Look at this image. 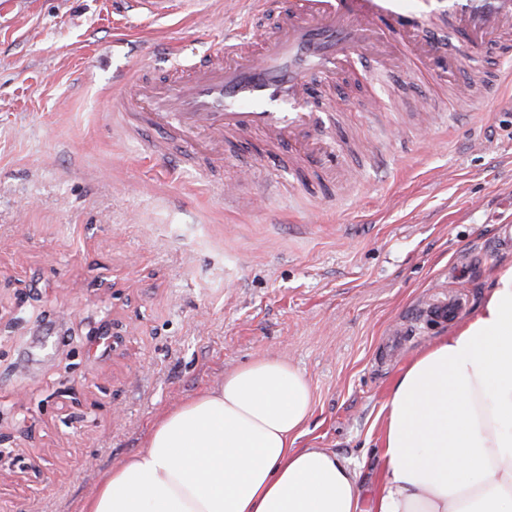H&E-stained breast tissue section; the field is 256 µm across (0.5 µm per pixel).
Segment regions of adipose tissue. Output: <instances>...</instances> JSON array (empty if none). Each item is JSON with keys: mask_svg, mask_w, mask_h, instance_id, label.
Segmentation results:
<instances>
[{"mask_svg": "<svg viewBox=\"0 0 512 512\" xmlns=\"http://www.w3.org/2000/svg\"><path fill=\"white\" fill-rule=\"evenodd\" d=\"M305 375L254 360L163 411L78 512H512V264L477 312L419 352L382 408V479L300 448Z\"/></svg>", "mask_w": 512, "mask_h": 512, "instance_id": "adipose-tissue-1", "label": "adipose tissue"}]
</instances>
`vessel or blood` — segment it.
Listing matches in <instances>:
<instances>
[{
  "label": "vessel or blood",
  "mask_w": 512,
  "mask_h": 512,
  "mask_svg": "<svg viewBox=\"0 0 512 512\" xmlns=\"http://www.w3.org/2000/svg\"><path fill=\"white\" fill-rule=\"evenodd\" d=\"M482 37L512 29V0H293L257 54L243 53L239 41L225 42L224 60L163 87L130 75L118 82L112 100L119 111L145 113L148 120L180 137L201 132L263 135L272 145H291L298 171L315 169L333 178L341 164L326 147L336 125L331 112H308L304 105L315 75L332 76L356 61L372 37L394 36L409 61H426L430 73L445 58L437 36L448 29ZM466 307L461 292L437 295L419 320L446 323Z\"/></svg>",
  "instance_id": "vessel-or-blood-1"
}]
</instances>
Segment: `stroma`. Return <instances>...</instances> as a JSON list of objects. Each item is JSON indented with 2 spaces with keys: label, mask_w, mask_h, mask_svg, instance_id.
I'll use <instances>...</instances> for the list:
<instances>
[{
  "label": "stroma",
  "mask_w": 512,
  "mask_h": 512,
  "mask_svg": "<svg viewBox=\"0 0 512 512\" xmlns=\"http://www.w3.org/2000/svg\"><path fill=\"white\" fill-rule=\"evenodd\" d=\"M226 0H0V512H78L161 411L275 357L309 380L300 448L381 482L380 410L439 337L412 327L450 288L474 314L512 264V56L449 32L452 72L364 55L319 79L350 179L322 187L261 135L183 141L129 112L122 75L167 84L223 60ZM236 187L228 198L224 188Z\"/></svg>",
  "instance_id": "stroma-1"
}]
</instances>
